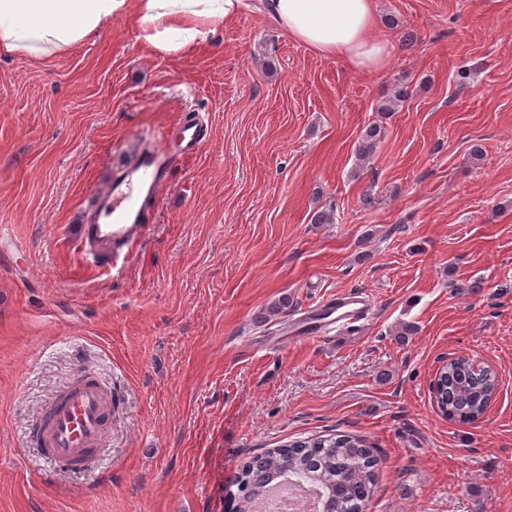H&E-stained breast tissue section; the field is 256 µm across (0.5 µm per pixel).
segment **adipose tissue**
I'll list each match as a JSON object with an SVG mask.
<instances>
[{
  "instance_id": "1",
  "label": "adipose tissue",
  "mask_w": 512,
  "mask_h": 512,
  "mask_svg": "<svg viewBox=\"0 0 512 512\" xmlns=\"http://www.w3.org/2000/svg\"><path fill=\"white\" fill-rule=\"evenodd\" d=\"M244 0H0V55L40 60L98 36L117 16H131L146 47L181 54L232 22ZM289 38L358 71L392 55L376 33L375 0H261Z\"/></svg>"
}]
</instances>
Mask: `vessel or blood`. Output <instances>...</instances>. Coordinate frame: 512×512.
Here are the masks:
<instances>
[{"instance_id": "obj_1", "label": "vessel or blood", "mask_w": 512, "mask_h": 512, "mask_svg": "<svg viewBox=\"0 0 512 512\" xmlns=\"http://www.w3.org/2000/svg\"><path fill=\"white\" fill-rule=\"evenodd\" d=\"M208 130L197 115L184 112L177 130L179 150L171 152L166 132L154 135L147 149L130 157L127 166L103 190L94 192L98 222L82 225L80 237L94 241L92 261L122 269L132 259L134 247L147 236L162 190L177 160L197 153ZM369 295L348 290L336 299L307 306L289 332L290 338L324 336L330 326L356 327L366 320ZM112 395L91 375L77 378L44 410L30 429V444L46 453L62 469L87 470L94 463L96 448L102 447L105 431L112 423Z\"/></svg>"}]
</instances>
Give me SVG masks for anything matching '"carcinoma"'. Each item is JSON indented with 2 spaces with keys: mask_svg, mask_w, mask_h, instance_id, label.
<instances>
[{
  "mask_svg": "<svg viewBox=\"0 0 512 512\" xmlns=\"http://www.w3.org/2000/svg\"><path fill=\"white\" fill-rule=\"evenodd\" d=\"M382 127L371 123L358 141L356 154L361 163L369 160L381 137ZM288 308L284 296L258 313L256 320L267 323ZM497 387L491 370L477 373L469 359L448 361L439 372L436 399L450 420L473 422L484 412ZM375 459L357 436L330 435L298 440L254 457L243 467L238 483L242 512H259L264 496L255 482L256 468L267 474L268 484L293 476L314 486L327 501L324 512H361L375 480Z\"/></svg>",
  "mask_w": 512,
  "mask_h": 512,
  "instance_id": "cac0c4a2",
  "label": "carcinoma"
}]
</instances>
